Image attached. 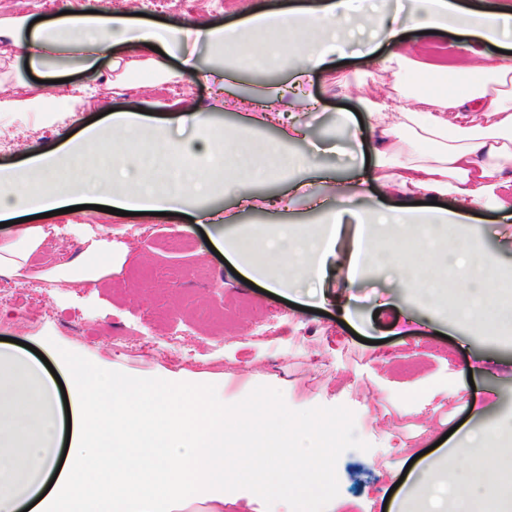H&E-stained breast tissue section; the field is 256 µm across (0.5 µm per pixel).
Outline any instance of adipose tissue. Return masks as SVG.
Masks as SVG:
<instances>
[{"instance_id":"ef3b65f1","label":"adipose tissue","mask_w":512,"mask_h":512,"mask_svg":"<svg viewBox=\"0 0 512 512\" xmlns=\"http://www.w3.org/2000/svg\"><path fill=\"white\" fill-rule=\"evenodd\" d=\"M377 5L365 0H324L312 8L281 12L259 11L235 25L208 23L156 25L108 10L95 14H58L35 23L30 16L0 18V44L24 53L32 70L66 66L89 71L101 59L121 69L120 84L140 80L166 81L172 76L155 48L166 56L181 57L186 68H196L183 56L191 42L223 50L247 48L264 40L261 60L252 65L261 74L274 68L295 31H302L303 70L321 67L337 41L366 31L365 19L376 15ZM429 33L453 31L474 42L512 46V0H492L477 10L458 0H411L407 17L392 16L385 34L399 41L405 27ZM128 49L114 55L115 46ZM380 69L394 83L406 74L417 77L414 94L422 111L365 99L362 105L380 130L369 179L398 191L456 193L461 202L512 207V59L468 60L450 65L440 60L415 58L400 49L380 58ZM14 96L0 100V110L23 109L56 123L60 110L74 111L79 96L66 107L34 92L22 75L14 77ZM211 128L210 118L188 109L172 112L165 123L149 126L131 112L112 113L107 123L71 136L60 148L30 157L24 168L0 166V220L17 221L14 237L0 240V275L24 279L31 256L47 237L32 216L76 205H102L128 212H166L190 209L197 223H209L211 209L203 200L217 192L225 165L237 171L242 201L265 179L252 154L237 144L222 153L198 152L169 136L170 126ZM130 136L149 133L152 149L121 158L98 152L109 142L113 128ZM426 144V151L391 170L392 158L410 142ZM108 169V181L97 172ZM446 229L455 218L443 210L418 214L406 206L390 208L379 218L383 233L396 242L385 262L394 270L417 268L412 285L425 288L433 281L426 266L416 265L403 240L406 228L418 219ZM341 214L329 223L307 228L283 224L275 237L250 233L226 237L224 252L243 262L250 279L272 291L289 288L288 273L302 271L310 282L323 284L331 259L337 256ZM440 249L448 259L465 263L470 283L459 309L462 324L482 322L495 330H512V312L504 313L485 297L503 279L481 256L472 240L447 242ZM70 284L89 285L112 272V245L93 240L79 255L52 269ZM51 366H44L16 348L0 344V512H224L226 491L261 483L270 492L266 512H314L321 496L335 497L331 468L335 428L325 429L321 452L276 447L262 454L244 455L240 433L233 424L263 416L281 431L299 428L296 420L258 410L252 400L234 405L215 399L200 381L161 376L134 379L109 370L96 379L95 368L75 351L54 350ZM60 369L68 383L71 407L62 415L52 369ZM70 428L67 452H60L63 428ZM483 436L462 433L447 448L422 464L410 484L401 485L396 512H487L472 496L474 483L512 486V456L500 450L501 425L482 424ZM477 463L463 469L467 457Z\"/></svg>"}]
</instances>
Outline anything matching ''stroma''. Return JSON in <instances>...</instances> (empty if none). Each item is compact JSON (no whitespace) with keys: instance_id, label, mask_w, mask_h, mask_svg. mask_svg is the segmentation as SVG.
<instances>
[{"instance_id":"stroma-1","label":"stroma","mask_w":512,"mask_h":512,"mask_svg":"<svg viewBox=\"0 0 512 512\" xmlns=\"http://www.w3.org/2000/svg\"><path fill=\"white\" fill-rule=\"evenodd\" d=\"M119 14L143 13L171 24L232 23L252 10L316 5L320 0H76ZM370 47L349 45L308 71L298 87L290 82L300 62L267 74L265 82L237 70L235 95H262L266 82L286 87L283 116L261 122V110L240 109L217 94L198 70L168 59L177 72L165 85L113 88L108 60L94 71H59V83H37L54 99L95 87L90 104L71 122L44 129L30 114L0 116V166L20 165L53 149L108 111L146 115L148 123L170 109L208 114L218 139L272 145L293 127L308 137L288 143L289 155L312 156L310 168L271 173L255 184V206L242 209L226 187L213 204L236 224H316L343 208L340 249H350L360 219L373 218L391 199L379 184L358 175L373 155L378 132L363 98L393 102L398 92L378 59L393 49L372 21ZM190 91L182 98L180 89ZM111 225L116 252L111 277L86 288L47 279L20 285L21 297L0 301V337L41 347L43 340L83 354L99 367L118 365L135 378L178 374L219 388L225 403L244 398L271 405L302 421L339 424L332 470L341 512H387L384 503L407 464L453 427L471 428V409L512 419V334L461 326L452 311L459 295L449 292V311L426 307L393 270L368 267L350 278L334 264L323 289L302 276L288 295L245 284L223 254L206 243L212 225L187 215L117 216L84 209L45 218L51 229L40 260L79 254L85 227ZM459 232L479 242L487 258L512 276V211L470 205ZM124 337L115 346L113 337Z\"/></svg>"}]
</instances>
